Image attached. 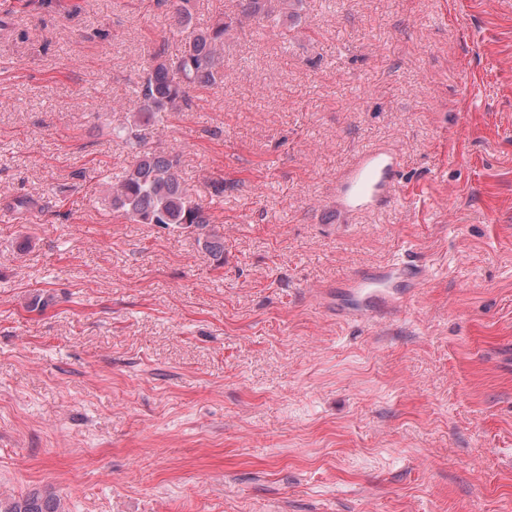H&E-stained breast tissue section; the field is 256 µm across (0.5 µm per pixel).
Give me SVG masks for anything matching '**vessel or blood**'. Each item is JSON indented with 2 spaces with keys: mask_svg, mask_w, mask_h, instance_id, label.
<instances>
[{
  "mask_svg": "<svg viewBox=\"0 0 512 512\" xmlns=\"http://www.w3.org/2000/svg\"><path fill=\"white\" fill-rule=\"evenodd\" d=\"M396 157L385 150L360 154L337 184L340 213L380 206L396 184ZM424 269L410 259L395 260L372 271L351 274L336 291V309L349 318L377 319L397 312L406 286L422 287Z\"/></svg>",
  "mask_w": 512,
  "mask_h": 512,
  "instance_id": "obj_1",
  "label": "vessel or blood"
}]
</instances>
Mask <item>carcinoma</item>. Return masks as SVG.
Masks as SVG:
<instances>
[{
  "label": "carcinoma",
  "instance_id": "carcinoma-1",
  "mask_svg": "<svg viewBox=\"0 0 512 512\" xmlns=\"http://www.w3.org/2000/svg\"><path fill=\"white\" fill-rule=\"evenodd\" d=\"M182 0L176 11V25L186 34L178 55L170 58L159 51L151 57L137 84V108L132 120L115 130L127 143L141 145L140 128L153 123L166 112H179L187 98V88L205 87L221 79V55L224 39L232 25L288 13L301 0H240L236 22L219 17L204 27L192 24L189 4ZM181 156L176 149L166 153L140 150L133 164L112 186L109 203L112 210L139 224H164L168 227L202 232L201 245L217 264L224 263V234L208 224L202 203L183 185ZM0 512H64L60 500L50 493L33 492L18 498L0 499Z\"/></svg>",
  "mask_w": 512,
  "mask_h": 512
}]
</instances>
